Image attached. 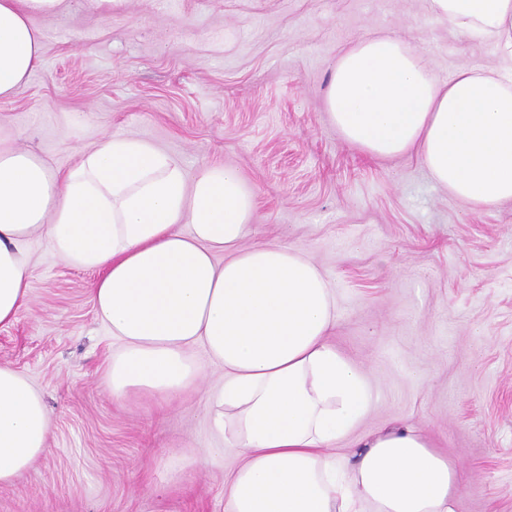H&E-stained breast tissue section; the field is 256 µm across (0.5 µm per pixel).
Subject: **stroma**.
Here are the masks:
<instances>
[{
  "label": "stroma",
  "instance_id": "35a3bbf8",
  "mask_svg": "<svg viewBox=\"0 0 512 512\" xmlns=\"http://www.w3.org/2000/svg\"><path fill=\"white\" fill-rule=\"evenodd\" d=\"M33 23L42 61L0 100V133L60 171L111 136L152 144L190 180L241 170L255 198L243 247L286 243L326 273L329 341L370 386L367 416L327 455L410 424L455 464V512H512V201L473 208L417 156L352 147L325 110L338 56L371 34L401 37L443 80L504 67L495 47L427 0H127L109 16L66 0ZM99 278L34 243L0 366L43 396L49 450L0 486V512H224L239 457L206 420L223 368L198 347L197 388L114 402L102 380L120 344L95 316Z\"/></svg>",
  "mask_w": 512,
  "mask_h": 512
}]
</instances>
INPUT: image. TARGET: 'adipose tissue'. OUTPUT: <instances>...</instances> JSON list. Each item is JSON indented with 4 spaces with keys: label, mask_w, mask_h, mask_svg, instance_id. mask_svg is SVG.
Segmentation results:
<instances>
[{
    "label": "adipose tissue",
    "mask_w": 512,
    "mask_h": 512,
    "mask_svg": "<svg viewBox=\"0 0 512 512\" xmlns=\"http://www.w3.org/2000/svg\"><path fill=\"white\" fill-rule=\"evenodd\" d=\"M63 2L0 0V98L42 58L33 18ZM428 3L512 59V0ZM325 108L363 153L418 156L477 207L512 201V69L443 81L408 42L381 33L338 56ZM253 211L237 169L190 181L137 139L108 138L56 172L0 137V327L27 303L31 246L45 237L66 264L101 273L96 315L122 344L104 378L114 399L176 398L200 375L198 346L223 368L209 422L240 458L224 478V512H455L457 470L416 427L323 455L366 416V378L327 341L336 301L320 267L284 243L242 247ZM49 427L27 377L0 366V486L47 452Z\"/></svg>",
    "instance_id": "ef3b65f1"
}]
</instances>
